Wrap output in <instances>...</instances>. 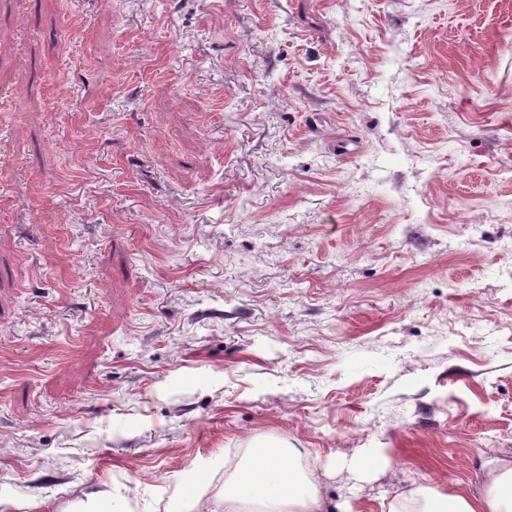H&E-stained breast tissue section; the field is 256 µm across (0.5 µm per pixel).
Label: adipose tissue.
Segmentation results:
<instances>
[{
  "mask_svg": "<svg viewBox=\"0 0 512 512\" xmlns=\"http://www.w3.org/2000/svg\"><path fill=\"white\" fill-rule=\"evenodd\" d=\"M296 449L283 452L259 446L251 463L224 488V512H245L256 504L260 512H329L317 482L291 465ZM413 512H512V466L494 472L484 494L428 486L411 491Z\"/></svg>",
  "mask_w": 512,
  "mask_h": 512,
  "instance_id": "obj_1",
  "label": "adipose tissue"
}]
</instances>
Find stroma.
Returning a JSON list of instances; mask_svg holds the SVG:
<instances>
[{
    "instance_id": "stroma-1",
    "label": "stroma",
    "mask_w": 512,
    "mask_h": 512,
    "mask_svg": "<svg viewBox=\"0 0 512 512\" xmlns=\"http://www.w3.org/2000/svg\"><path fill=\"white\" fill-rule=\"evenodd\" d=\"M0 42V512H223L259 442L335 512L512 464V0H0Z\"/></svg>"
}]
</instances>
